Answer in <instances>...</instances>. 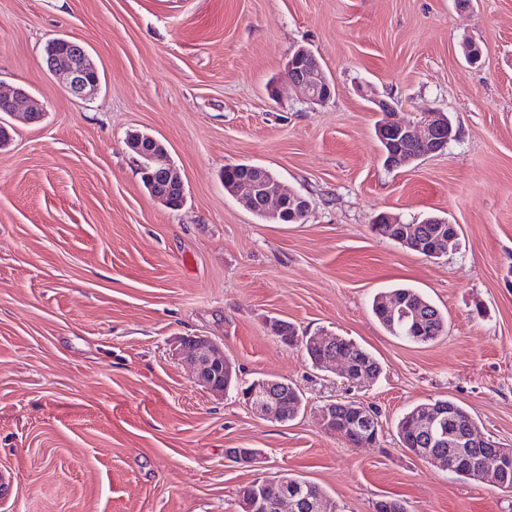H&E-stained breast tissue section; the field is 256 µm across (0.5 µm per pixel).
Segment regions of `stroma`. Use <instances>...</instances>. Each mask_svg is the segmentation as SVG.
Wrapping results in <instances>:
<instances>
[{"instance_id":"stroma-1","label":"stroma","mask_w":512,"mask_h":512,"mask_svg":"<svg viewBox=\"0 0 512 512\" xmlns=\"http://www.w3.org/2000/svg\"><path fill=\"white\" fill-rule=\"evenodd\" d=\"M100 70L89 99L45 69L50 39ZM482 50L468 65L464 40ZM336 92L314 103L284 70L297 48ZM0 87L44 112L9 121L0 148V512H239L238 490L291 474L340 512L381 499L408 512H512V492L463 481L402 448L411 406L449 399L512 448V0H0ZM397 119L435 108L455 137L409 166L383 163L376 100ZM161 140L185 181L177 210L146 190L129 134ZM268 168L310 204L298 224L255 216L224 188L228 164ZM459 225L426 258L372 230ZM418 289L448 331L391 336L371 301ZM352 340L380 376L352 384L268 327ZM224 348L238 379L303 396L289 422L216 397L179 356ZM375 407L377 445L325 433L330 401ZM257 448L254 465L228 455Z\"/></svg>"}]
</instances>
